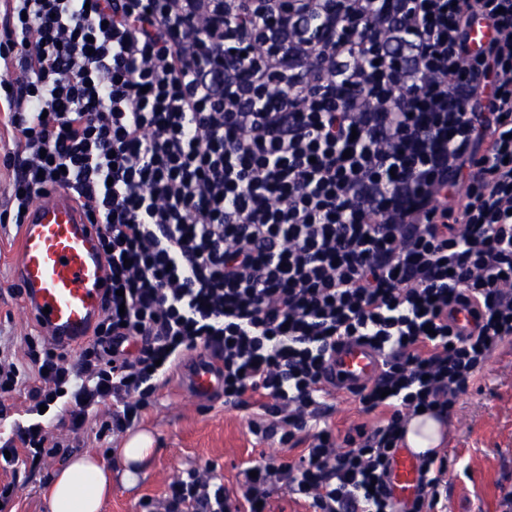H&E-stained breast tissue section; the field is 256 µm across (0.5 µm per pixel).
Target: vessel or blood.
I'll return each mask as SVG.
<instances>
[{
    "label": "vessel or blood",
    "instance_id": "obj_1",
    "mask_svg": "<svg viewBox=\"0 0 512 512\" xmlns=\"http://www.w3.org/2000/svg\"><path fill=\"white\" fill-rule=\"evenodd\" d=\"M97 239L96 228L65 190L51 191L28 211L15 259L26 287L25 310L66 345L89 336L101 312L106 270ZM222 370L215 354L197 357L185 365L181 385L197 401H206L221 391ZM381 372V354L350 339L327 361L324 382L330 390L352 394ZM419 455L406 444L391 461L387 483L397 502L410 501L418 491Z\"/></svg>",
    "mask_w": 512,
    "mask_h": 512
}]
</instances>
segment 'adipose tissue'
Masks as SVG:
<instances>
[{"mask_svg": "<svg viewBox=\"0 0 512 512\" xmlns=\"http://www.w3.org/2000/svg\"><path fill=\"white\" fill-rule=\"evenodd\" d=\"M110 489V473L96 457L71 458L50 481L48 512H101Z\"/></svg>", "mask_w": 512, "mask_h": 512, "instance_id": "obj_1", "label": "adipose tissue"}]
</instances>
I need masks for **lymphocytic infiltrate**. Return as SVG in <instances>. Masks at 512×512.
Returning a JSON list of instances; mask_svg holds the SVG:
<instances>
[{"label":"lymphocytic infiltrate","instance_id":"f902f5d3","mask_svg":"<svg viewBox=\"0 0 512 512\" xmlns=\"http://www.w3.org/2000/svg\"><path fill=\"white\" fill-rule=\"evenodd\" d=\"M0 128V227L68 189L108 284L75 363L41 332L0 345L26 403L0 504L63 446L43 407L104 441L203 350L225 404L270 417L253 433L303 452L243 509L188 470L165 512H267L275 474L314 512H440L447 454L405 505L383 480L409 418L445 421L512 340V0H0ZM348 338L383 356L356 394L381 419L339 437L318 421Z\"/></svg>","mask_w":512,"mask_h":512}]
</instances>
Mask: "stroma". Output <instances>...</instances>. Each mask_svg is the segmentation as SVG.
<instances>
[{"mask_svg":"<svg viewBox=\"0 0 512 512\" xmlns=\"http://www.w3.org/2000/svg\"><path fill=\"white\" fill-rule=\"evenodd\" d=\"M16 251V246L0 245V330L15 333L30 321L21 299L12 293L19 284ZM255 417L253 409L228 407L220 400L212 409H204L193 398L179 395L175 385L165 386L138 425L154 438L152 462L137 471L130 486L121 480L123 465L118 456L96 448L90 430L75 434L63 420H56L55 431L68 447L40 470L21 477L22 489L12 510L48 512L51 475L67 459L92 451L112 468V493L103 512H140L142 500L160 499L183 472L209 465L214 466L231 502L241 501L246 467L288 464L300 455L299 450L280 447L277 441L256 438L250 430ZM443 432L448 455L446 512H500L501 489L512 485V341L502 342L493 351L474 385L459 397Z\"/></svg>","mask_w":512,"mask_h":512,"instance_id":"obj_1","label":"stroma"}]
</instances>
